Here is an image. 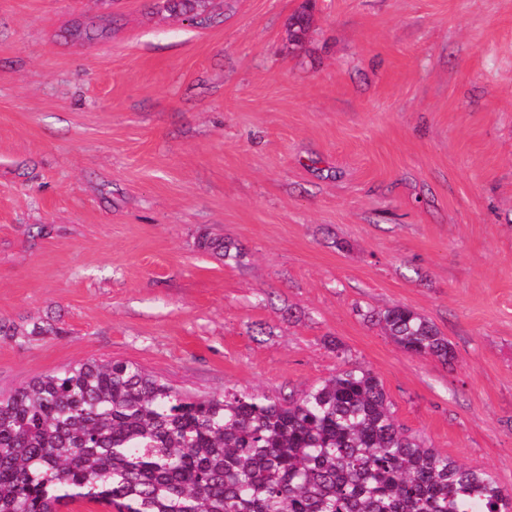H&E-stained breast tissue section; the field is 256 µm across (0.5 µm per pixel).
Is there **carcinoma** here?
<instances>
[{
  "label": "carcinoma",
  "mask_w": 512,
  "mask_h": 512,
  "mask_svg": "<svg viewBox=\"0 0 512 512\" xmlns=\"http://www.w3.org/2000/svg\"><path fill=\"white\" fill-rule=\"evenodd\" d=\"M226 259L244 253L200 236ZM405 352L450 364L448 339L402 305L369 309ZM43 320L0 337L59 336ZM512 512V492L395 420L379 378L342 369L301 394L192 400L141 367L89 361L0 396V512Z\"/></svg>",
  "instance_id": "obj_1"
}]
</instances>
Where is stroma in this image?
Listing matches in <instances>:
<instances>
[{"mask_svg":"<svg viewBox=\"0 0 512 512\" xmlns=\"http://www.w3.org/2000/svg\"><path fill=\"white\" fill-rule=\"evenodd\" d=\"M199 12L0 0V320L64 330L0 340V393L92 359L198 399L358 367L512 490V0ZM394 305L453 363L361 316ZM198 246L201 249L222 256L224 259L234 260L237 263L244 257V253L241 249L236 247L233 243L224 241L223 239L212 238L207 234L200 236ZM362 316L381 325L401 349L413 356L433 357L444 364H452L455 359L448 339L413 309L396 305L384 310L369 309Z\"/></svg>","mask_w":512,"mask_h":512,"instance_id":"obj_1","label":"stroma"}]
</instances>
